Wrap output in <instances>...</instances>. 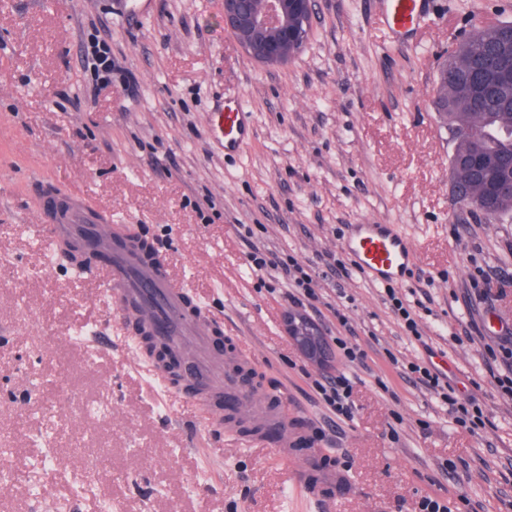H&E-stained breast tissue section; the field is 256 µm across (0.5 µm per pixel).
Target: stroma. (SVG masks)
<instances>
[{"mask_svg": "<svg viewBox=\"0 0 512 512\" xmlns=\"http://www.w3.org/2000/svg\"><path fill=\"white\" fill-rule=\"evenodd\" d=\"M432 12L405 45L381 0H314L304 51L266 67L225 31L222 0H0V512H315L292 486L310 454L350 481L331 512H419L429 495L456 512H512V398L492 379L512 364L485 357L512 348V221L455 199L435 109L449 48L512 20V0H437ZM95 35L113 61L98 92L84 64ZM228 97L253 126L233 156L209 127ZM47 186L159 245L221 329L225 360L251 351L306 444L288 456L249 445L177 403L123 346L100 283L52 258L36 230ZM352 224L394 225L409 244L401 286L430 299L424 339L406 336L362 272L324 278L323 305L300 310L367 359L320 368L285 330L297 310L285 284L244 256L255 245L319 271ZM421 358L481 400L479 434L403 377L399 362ZM344 369L358 379L349 420L311 388Z\"/></svg>", "mask_w": 512, "mask_h": 512, "instance_id": "1", "label": "stroma"}]
</instances>
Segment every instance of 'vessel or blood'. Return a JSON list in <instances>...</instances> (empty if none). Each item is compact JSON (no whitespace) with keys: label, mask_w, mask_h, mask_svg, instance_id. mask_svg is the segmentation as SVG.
I'll list each match as a JSON object with an SVG mask.
<instances>
[{"label":"vessel or blood","mask_w":512,"mask_h":512,"mask_svg":"<svg viewBox=\"0 0 512 512\" xmlns=\"http://www.w3.org/2000/svg\"><path fill=\"white\" fill-rule=\"evenodd\" d=\"M430 12L429 0H384L383 22L402 36L417 30ZM209 124L214 136L223 139L228 153L236 152L250 132L249 115L236 101L225 104L223 111L211 113ZM59 203L58 195L47 193L41 197L49 218L40 227L46 242L57 245L74 239L90 251L111 243V256L92 264L87 276L102 284L107 304L121 322L127 340L137 342L142 336H150L179 359L181 384H174L170 371L155 361L150 364L153 376L166 389H177L189 398L205 412L212 426L223 427L228 410L253 413L259 428L250 435L252 443L288 453L298 435L289 430L286 421L269 420L254 397L223 390L218 381L223 349L214 336L215 328L183 284L173 277L165 256L157 251L144 255L140 237L125 225L113 223L109 214L88 211L79 196H72L67 209H60ZM344 249L355 267L380 284L401 281L409 262L407 245L389 224L354 225ZM191 340L197 349L188 357L184 347ZM294 485L309 501L322 506L326 503L324 487L342 489L347 481L339 472L321 475L315 460L308 457L296 468Z\"/></svg>","instance_id":"b4317fda"}]
</instances>
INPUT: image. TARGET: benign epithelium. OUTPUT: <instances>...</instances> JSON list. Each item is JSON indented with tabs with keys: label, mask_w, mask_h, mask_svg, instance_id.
<instances>
[{
	"label": "benign epithelium",
	"mask_w": 512,
	"mask_h": 512,
	"mask_svg": "<svg viewBox=\"0 0 512 512\" xmlns=\"http://www.w3.org/2000/svg\"><path fill=\"white\" fill-rule=\"evenodd\" d=\"M313 0H223L224 30L231 33L247 58L265 66H282L304 49L311 27ZM473 170L499 171V190L512 193V162L475 151ZM288 336L303 356L318 367L330 362L325 336L300 314L288 316Z\"/></svg>",
	"instance_id": "7a95c632"
}]
</instances>
